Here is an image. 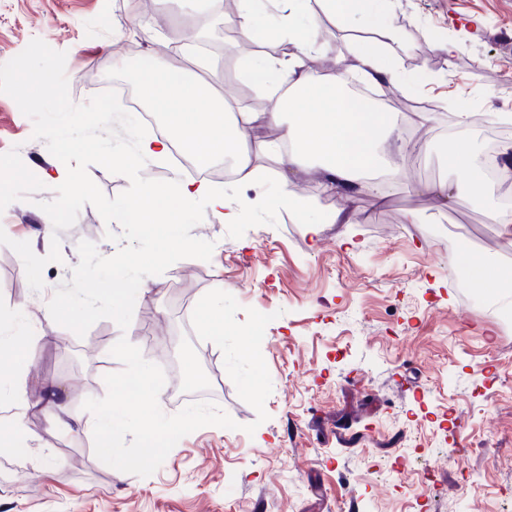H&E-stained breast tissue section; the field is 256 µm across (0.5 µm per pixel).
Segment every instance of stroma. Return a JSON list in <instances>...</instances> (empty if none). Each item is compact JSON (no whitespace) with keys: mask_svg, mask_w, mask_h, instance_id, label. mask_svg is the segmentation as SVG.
<instances>
[{"mask_svg":"<svg viewBox=\"0 0 512 512\" xmlns=\"http://www.w3.org/2000/svg\"><path fill=\"white\" fill-rule=\"evenodd\" d=\"M385 8L401 33L385 52L413 81L372 84L371 102L394 114L398 139L420 136L428 150L381 144L394 170L383 204L359 196L347 224L269 213L262 199L279 165L250 154L258 181L212 185L249 197L253 212L234 224L210 213L192 230L213 242L211 259H183L146 277L127 329L103 319L81 338L56 324L47 304L71 279L78 242L112 256L119 245L106 234L120 225L83 206L60 231L61 259L44 268L38 292L20 257L0 245V322L27 312L37 338L31 360L0 370V389L20 379L33 402L56 383L81 417L86 398L105 396V375L123 368L110 353L119 339L153 362L157 346L178 336L189 349L160 361L162 411L210 401L238 424L186 435L143 478L101 462L91 430L52 424L32 406L21 412L30 454H0V475L10 477L0 512H512V330L499 329L512 306L457 285L465 271L458 255H490L512 268V239L488 219L500 207L498 188L448 204L431 190L446 175L455 104L475 113L479 149L493 128L488 113L512 114V0H387ZM238 24L211 0H0V64L41 39L65 52L70 98L83 104L111 84L135 89V73L175 65L219 25L205 80L218 94L248 83L252 57L291 51L274 38L243 42ZM313 36L322 51L304 66L316 73L356 71L351 41L378 38L326 17ZM66 173L0 94V229L36 255L50 251L39 204L55 199ZM292 188L315 216L344 204L316 170L297 173ZM217 288L241 305L238 321L249 307L273 317L261 349L272 380L264 423L239 397L220 348L192 326L197 302ZM462 483L468 494L458 493Z\"/></svg>","mask_w":512,"mask_h":512,"instance_id":"obj_1","label":"stroma"}]
</instances>
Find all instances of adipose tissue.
Listing matches in <instances>:
<instances>
[{
  "label": "adipose tissue",
  "mask_w": 512,
  "mask_h": 512,
  "mask_svg": "<svg viewBox=\"0 0 512 512\" xmlns=\"http://www.w3.org/2000/svg\"><path fill=\"white\" fill-rule=\"evenodd\" d=\"M271 0H245L241 36L248 41L262 35H274L295 48L289 57L260 56L255 58L251 76L257 84L278 89L268 112L235 110L231 99H223L221 106L202 108L208 98L206 85L188 77L176 66L152 67L136 76L141 94L152 104L154 111L165 118L170 131L168 137L144 143L141 152L148 156H162L173 143H181L199 168L207 169L231 159L236 165L235 181L254 182L257 173L244 153L245 147L255 152L280 154L284 168L274 194L266 198L268 212L289 211L297 204L290 188L288 173L315 163L323 172L328 189L351 195L377 192L376 179L385 163L377 152L382 138L396 134V126L389 114L373 111L347 93L346 76L330 71L319 75L305 69L304 57L318 53L319 46L305 24L308 0H288L289 18L270 12ZM331 20L344 27L356 23L359 27L377 32L378 41L355 44L360 60L359 77L370 83L400 82L396 66L385 56L384 41H394L398 31L388 20L383 0H321ZM315 102L316 111H304L305 101ZM472 114L467 107H459L455 132L448 153V170L452 177L435 186L434 191L449 201L462 195L482 193V176L467 174L458 177L472 155L470 128ZM267 119L285 120L282 141L290 149L279 153L276 143L256 140L252 132ZM204 209L223 214L225 221L235 223L253 209L249 198H229L215 191L206 181H185L173 178L168 186H147L125 204V212L134 223L148 229L168 223L172 211L190 212ZM472 281L495 297H502L505 288L512 286V273L501 270L497 260L490 256L465 257Z\"/></svg>",
  "instance_id": "1"
}]
</instances>
